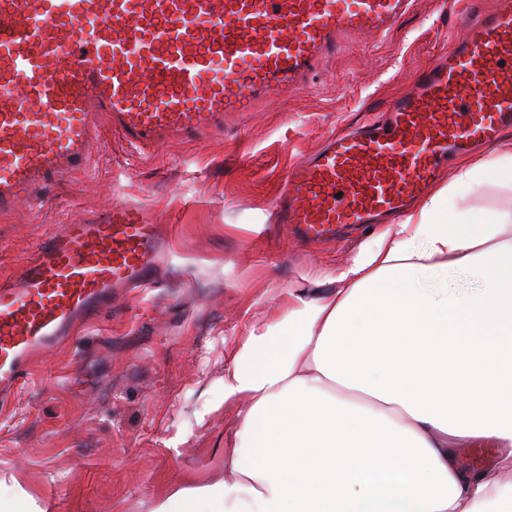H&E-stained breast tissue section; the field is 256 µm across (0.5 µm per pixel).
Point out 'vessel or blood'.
<instances>
[{
  "label": "vessel or blood",
  "instance_id": "1",
  "mask_svg": "<svg viewBox=\"0 0 512 512\" xmlns=\"http://www.w3.org/2000/svg\"><path fill=\"white\" fill-rule=\"evenodd\" d=\"M412 0H0V212L83 170L100 117L155 150L223 133L295 95L342 36L377 37ZM512 132V0L475 11L384 112L289 167L272 220L310 242L399 216L455 158ZM167 244L149 202L40 242L0 279V406L35 357L113 295L156 286Z\"/></svg>",
  "mask_w": 512,
  "mask_h": 512
}]
</instances>
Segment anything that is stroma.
Wrapping results in <instances>:
<instances>
[{
  "label": "stroma",
  "instance_id": "35a3bbf8",
  "mask_svg": "<svg viewBox=\"0 0 512 512\" xmlns=\"http://www.w3.org/2000/svg\"><path fill=\"white\" fill-rule=\"evenodd\" d=\"M466 16L461 0H414L377 38L347 37L312 84L224 133L134 151L109 123L87 168L38 207L0 214V276L61 224L150 200L167 252L156 288L117 295L70 342L36 360L0 414V512H154L176 487L224 476L239 425L223 406L224 366L251 326L285 318L288 298H319L375 233L321 244L271 221L288 167L333 133L382 112Z\"/></svg>",
  "mask_w": 512,
  "mask_h": 512
}]
</instances>
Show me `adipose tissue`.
Here are the masks:
<instances>
[{
    "mask_svg": "<svg viewBox=\"0 0 512 512\" xmlns=\"http://www.w3.org/2000/svg\"><path fill=\"white\" fill-rule=\"evenodd\" d=\"M512 186V155L460 163L448 187L252 327L224 369L241 422L223 479L171 491L155 512H512V212L457 205ZM461 269L478 291L422 288ZM500 448L485 470L459 448Z\"/></svg>",
    "mask_w": 512,
    "mask_h": 512,
    "instance_id": "1",
    "label": "adipose tissue"
}]
</instances>
